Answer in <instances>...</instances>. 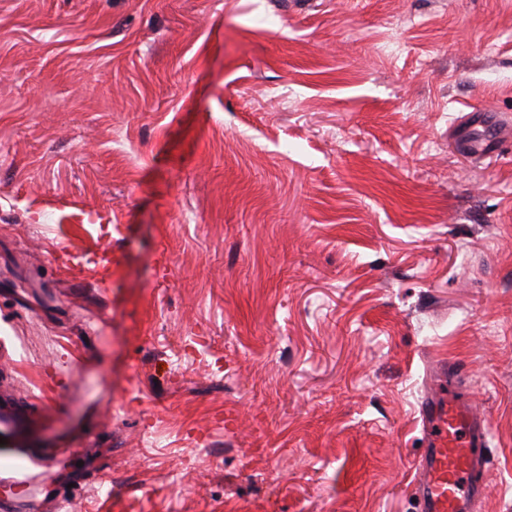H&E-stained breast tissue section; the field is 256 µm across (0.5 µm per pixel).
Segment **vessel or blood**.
<instances>
[{"instance_id":"1","label":"vessel or blood","mask_w":512,"mask_h":512,"mask_svg":"<svg viewBox=\"0 0 512 512\" xmlns=\"http://www.w3.org/2000/svg\"><path fill=\"white\" fill-rule=\"evenodd\" d=\"M419 413L424 450L413 470L422 512H469L487 471V421L444 379Z\"/></svg>"}]
</instances>
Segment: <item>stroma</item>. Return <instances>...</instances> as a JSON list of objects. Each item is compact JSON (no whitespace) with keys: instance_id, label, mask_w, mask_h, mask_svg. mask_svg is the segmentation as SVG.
Segmentation results:
<instances>
[{"instance_id":"35a3bbf8","label":"stroma","mask_w":512,"mask_h":512,"mask_svg":"<svg viewBox=\"0 0 512 512\" xmlns=\"http://www.w3.org/2000/svg\"><path fill=\"white\" fill-rule=\"evenodd\" d=\"M449 364L512 512V0H0V512H419Z\"/></svg>"}]
</instances>
